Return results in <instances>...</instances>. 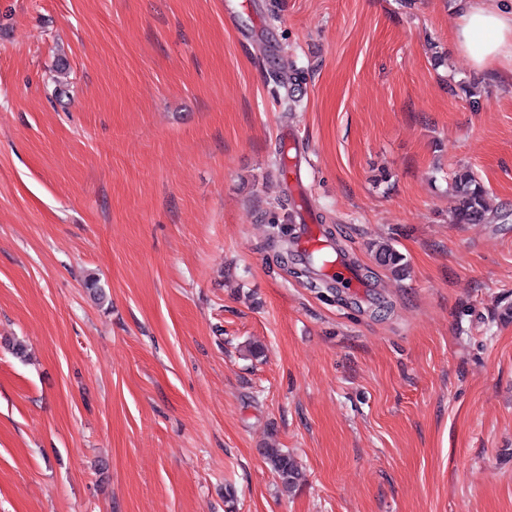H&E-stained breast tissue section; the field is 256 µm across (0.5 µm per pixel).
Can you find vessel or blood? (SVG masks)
<instances>
[{"mask_svg":"<svg viewBox=\"0 0 512 512\" xmlns=\"http://www.w3.org/2000/svg\"><path fill=\"white\" fill-rule=\"evenodd\" d=\"M279 137L283 149V160L279 168L280 177L296 189H303L310 167V160L303 142L293 129H281ZM288 243L300 258L305 259L315 254L322 255V262L310 267L313 276L329 279L337 287L360 292L368 302H375L377 292L373 284L361 277L348 254L333 252L321 226L314 223L309 213H299L298 221L292 226L288 235Z\"/></svg>","mask_w":512,"mask_h":512,"instance_id":"vessel-or-blood-1","label":"vessel or blood"}]
</instances>
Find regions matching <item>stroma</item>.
Segmentation results:
<instances>
[{
    "label": "stroma",
    "mask_w": 512,
    "mask_h": 512,
    "mask_svg": "<svg viewBox=\"0 0 512 512\" xmlns=\"http://www.w3.org/2000/svg\"><path fill=\"white\" fill-rule=\"evenodd\" d=\"M227 2L0 0V512H512V222L448 190L512 210V81L456 0ZM284 126L388 309L269 244ZM450 185L456 202L453 212L455 223L475 224L489 219L491 211L487 191L471 168L458 169ZM260 453L283 489L290 492L299 485L302 471L288 450L279 448L275 444H268L265 448H261Z\"/></svg>",
    "instance_id": "obj_1"
}]
</instances>
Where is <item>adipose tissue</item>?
<instances>
[{
	"instance_id": "1",
	"label": "adipose tissue",
	"mask_w": 512,
	"mask_h": 512,
	"mask_svg": "<svg viewBox=\"0 0 512 512\" xmlns=\"http://www.w3.org/2000/svg\"><path fill=\"white\" fill-rule=\"evenodd\" d=\"M455 42L470 65L479 71L495 65L512 66V10L468 0L454 31Z\"/></svg>"
}]
</instances>
